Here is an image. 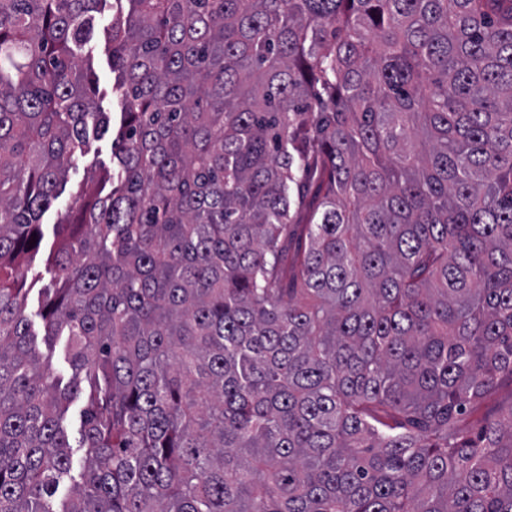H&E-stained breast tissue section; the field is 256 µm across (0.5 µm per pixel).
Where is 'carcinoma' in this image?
Returning a JSON list of instances; mask_svg holds the SVG:
<instances>
[{"label": "carcinoma", "instance_id": "1", "mask_svg": "<svg viewBox=\"0 0 512 512\" xmlns=\"http://www.w3.org/2000/svg\"><path fill=\"white\" fill-rule=\"evenodd\" d=\"M123 1L63 389L105 0H0V512H512V0ZM119 6L114 0H107L100 13H95V34L91 42L85 47L84 53L89 52L90 62L96 76V93L94 100L101 112H106L111 123V131L99 137H90L85 153L79 156L76 164L69 170L67 183L61 197L54 201L50 209L42 218L43 230L45 233L44 247L37 257L25 288H28L31 281V274L34 271H42L41 282L37 283L27 298L26 315L31 323V330L35 334L36 350L43 361L48 360L53 368L64 378V383L72 376V370L68 364L65 352L64 338L48 340L44 336L43 322L37 315L39 309L38 288L49 284L50 274H47L44 267V256L48 254L54 242L53 224L58 221L60 212H64L67 204L70 203L71 195L79 185L87 182L89 178L102 169L112 172V125L115 130L119 126L122 106L119 98L112 92V85L115 80V73H112L111 49L105 35V28L112 19V11ZM43 257V259H42Z\"/></svg>", "mask_w": 512, "mask_h": 512}]
</instances>
